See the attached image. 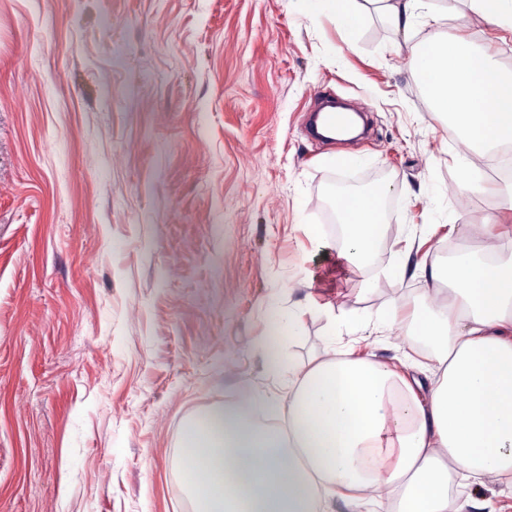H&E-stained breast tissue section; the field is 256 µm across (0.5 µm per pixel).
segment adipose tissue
I'll list each match as a JSON object with an SVG mask.
<instances>
[{"instance_id": "obj_1", "label": "adipose tissue", "mask_w": 512, "mask_h": 512, "mask_svg": "<svg viewBox=\"0 0 512 512\" xmlns=\"http://www.w3.org/2000/svg\"><path fill=\"white\" fill-rule=\"evenodd\" d=\"M316 2L351 31L372 11L406 34L419 13L436 25L444 18L427 0ZM409 67L467 146L512 142V79L495 56L432 32L410 45ZM334 211L345 237L338 257L351 272L378 246L379 201L343 193ZM415 272L435 284L410 324L439 374L429 396L407 374L337 347L347 323L332 301L307 295L286 323L324 318L325 349L293 370L287 403L273 405L285 428L254 420L262 397L244 384L185 431L181 468L201 512H326L337 498H386L397 512H486L489 501L455 498L449 488L456 475L480 486L512 472V258L484 264L464 247L452 270L423 260ZM447 278L449 296L438 287Z\"/></svg>"}]
</instances>
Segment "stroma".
Here are the masks:
<instances>
[{"label":"stroma","mask_w":512,"mask_h":512,"mask_svg":"<svg viewBox=\"0 0 512 512\" xmlns=\"http://www.w3.org/2000/svg\"><path fill=\"white\" fill-rule=\"evenodd\" d=\"M438 3L443 33L512 72L494 10ZM401 40L374 14L347 35L313 0H0V512H189L188 423L246 382L278 401L323 354V318L282 322L308 273L332 277L354 355L424 361L408 257L483 248L478 224L512 231V211L505 179L460 191L476 156ZM325 92L367 104L373 135L308 140ZM338 180L408 188L352 274L308 235ZM392 306L397 335L373 326ZM450 493L512 512V473Z\"/></svg>","instance_id":"1"}]
</instances>
